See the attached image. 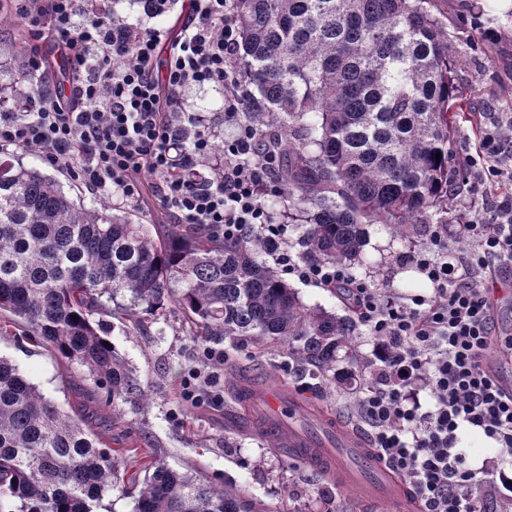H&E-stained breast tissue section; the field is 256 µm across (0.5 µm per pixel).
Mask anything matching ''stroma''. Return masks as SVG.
I'll return each instance as SVG.
<instances>
[{"mask_svg":"<svg viewBox=\"0 0 512 512\" xmlns=\"http://www.w3.org/2000/svg\"><path fill=\"white\" fill-rule=\"evenodd\" d=\"M448 29L460 53L455 84L465 108L448 164V221L456 224L471 211L486 212L491 198L473 196L471 187L484 175H459L464 154L479 148L486 124L512 116V6L501 0H448ZM34 45L18 20L0 24V83L14 84ZM430 227L419 224L405 238L379 225L367 228L365 263L354 275L386 294L425 295L430 285L398 256L422 246ZM109 338L129 367L148 385L146 401L111 409L85 393L82 369L62 364L49 353L10 336L0 338V356L9 359L41 393L62 408L77 407L91 418L96 432L114 448H154L174 469L203 474L215 484L233 483L245 495L261 500L265 512H362V494L339 488L324 474L293 461L275 448L259 421L242 424L239 386L253 379L293 386L305 405L324 410L334 423L356 426L357 390L339 393L325 377L302 370L288 357V347H269L252 340H224L217 350L226 355L218 373H211L202 337L177 313L147 316L136 325L114 324ZM212 378L210 394L194 402L184 398L190 372ZM491 441L482 433L464 432L463 450L469 466L496 480L512 478V459L487 454Z\"/></svg>","mask_w":512,"mask_h":512,"instance_id":"35a3bbf8","label":"stroma"}]
</instances>
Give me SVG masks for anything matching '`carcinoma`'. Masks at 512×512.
<instances>
[{
    "label": "carcinoma",
    "instance_id": "cac0c4a2",
    "mask_svg": "<svg viewBox=\"0 0 512 512\" xmlns=\"http://www.w3.org/2000/svg\"><path fill=\"white\" fill-rule=\"evenodd\" d=\"M232 20L251 89L243 117L281 141L303 258L352 268L368 224L404 237L448 223L464 108L438 0H234ZM260 252L257 232L224 240L193 224H138L0 160V335L83 368L107 404L146 396L110 320L172 308L214 341L286 342L300 367L350 389L369 368L358 320L307 306ZM103 445L85 414L0 357V512H95L114 491L135 495L134 512H263L235 484L174 470L152 449Z\"/></svg>",
    "mask_w": 512,
    "mask_h": 512
}]
</instances>
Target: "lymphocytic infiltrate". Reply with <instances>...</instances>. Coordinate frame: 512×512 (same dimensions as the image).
<instances>
[{
  "label": "lymphocytic infiltrate",
  "mask_w": 512,
  "mask_h": 512,
  "mask_svg": "<svg viewBox=\"0 0 512 512\" xmlns=\"http://www.w3.org/2000/svg\"><path fill=\"white\" fill-rule=\"evenodd\" d=\"M12 2L32 40L52 43L70 70L53 87L21 89L0 103V151L38 149L49 166L124 203L151 191L180 223L225 239L260 233L274 265L349 289L362 323L383 339L358 400L373 455L409 480L422 512H483L496 487L469 468L458 441L474 429L512 455V386L486 361L498 342L486 285L512 261V193L499 196L489 217L452 233L435 228L424 247L399 256L430 282V295L384 294L347 267L298 260L287 225L266 208L267 196L283 192L280 145L242 118L249 84L236 66L232 0H190L174 34L113 24L77 0ZM207 85L223 91L224 121L237 129L220 148L210 119L186 109L188 92ZM465 163L490 176L473 195L512 183V145L499 122L485 126ZM463 243L468 271L458 277L448 256Z\"/></svg>",
  "instance_id": "f902f5d3"
}]
</instances>
